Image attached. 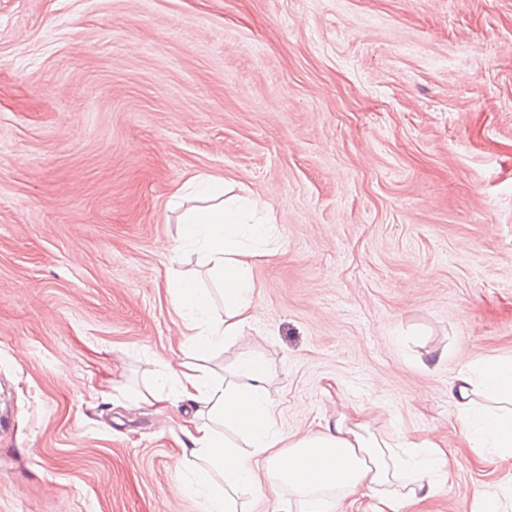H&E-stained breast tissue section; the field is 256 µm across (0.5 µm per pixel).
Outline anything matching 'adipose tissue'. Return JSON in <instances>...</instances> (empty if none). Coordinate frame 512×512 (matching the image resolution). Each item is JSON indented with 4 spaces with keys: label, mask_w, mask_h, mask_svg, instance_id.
Segmentation results:
<instances>
[{
    "label": "adipose tissue",
    "mask_w": 512,
    "mask_h": 512,
    "mask_svg": "<svg viewBox=\"0 0 512 512\" xmlns=\"http://www.w3.org/2000/svg\"><path fill=\"white\" fill-rule=\"evenodd\" d=\"M249 200L184 213L180 238L224 283V318L208 321L210 297L190 271L174 270L170 286L176 310L190 311L183 337L207 351L237 338L251 318L255 284L250 269L256 243L272 237L270 224L242 221ZM266 361L246 355L223 383L210 384L180 362L170 381L194 409L185 435V462L196 468L201 512H240L242 496L273 494L279 512H336L357 493L374 499L372 512H407L433 498L448 460L431 439L390 443L361 417L340 415L334 426L287 440L269 396ZM448 394L463 442L488 460L512 457V357L476 360L460 371ZM249 454H242L241 446Z\"/></svg>",
    "instance_id": "obj_1"
}]
</instances>
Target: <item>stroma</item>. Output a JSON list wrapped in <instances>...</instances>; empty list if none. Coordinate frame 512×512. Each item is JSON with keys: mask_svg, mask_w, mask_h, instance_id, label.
<instances>
[{"mask_svg": "<svg viewBox=\"0 0 512 512\" xmlns=\"http://www.w3.org/2000/svg\"><path fill=\"white\" fill-rule=\"evenodd\" d=\"M274 224L253 317L181 346L190 177ZM263 355L285 436L362 412L512 496L448 388L512 356V0H0V512H200L167 363Z\"/></svg>", "mask_w": 512, "mask_h": 512, "instance_id": "obj_1", "label": "stroma"}]
</instances>
